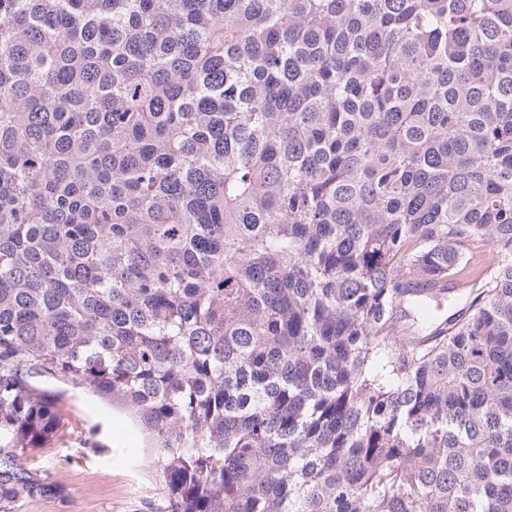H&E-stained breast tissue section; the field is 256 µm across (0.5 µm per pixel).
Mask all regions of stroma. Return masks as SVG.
Segmentation results:
<instances>
[{
    "label": "stroma",
    "mask_w": 512,
    "mask_h": 512,
    "mask_svg": "<svg viewBox=\"0 0 512 512\" xmlns=\"http://www.w3.org/2000/svg\"><path fill=\"white\" fill-rule=\"evenodd\" d=\"M61 424L22 465L47 493L6 504L5 512H172L168 487L153 462L154 440L121 402H107L48 374Z\"/></svg>",
    "instance_id": "stroma-1"
}]
</instances>
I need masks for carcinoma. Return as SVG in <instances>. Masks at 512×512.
I'll return each mask as SVG.
<instances>
[{
	"instance_id": "carcinoma-1",
	"label": "carcinoma",
	"mask_w": 512,
	"mask_h": 512,
	"mask_svg": "<svg viewBox=\"0 0 512 512\" xmlns=\"http://www.w3.org/2000/svg\"><path fill=\"white\" fill-rule=\"evenodd\" d=\"M38 373L172 512H512V0H0L3 503Z\"/></svg>"
}]
</instances>
